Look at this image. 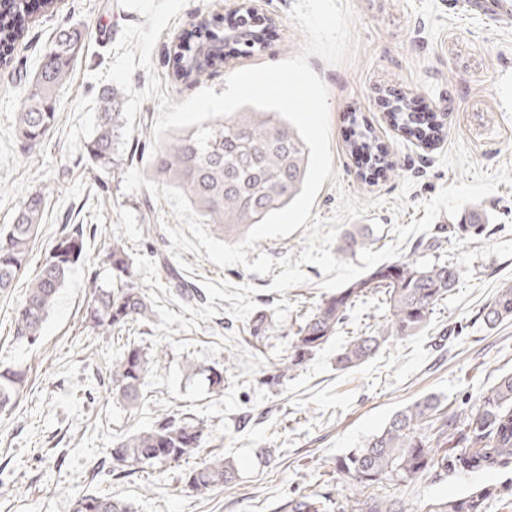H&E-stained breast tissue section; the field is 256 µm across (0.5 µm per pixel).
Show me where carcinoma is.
<instances>
[{
  "label": "carcinoma",
  "mask_w": 512,
  "mask_h": 512,
  "mask_svg": "<svg viewBox=\"0 0 512 512\" xmlns=\"http://www.w3.org/2000/svg\"><path fill=\"white\" fill-rule=\"evenodd\" d=\"M56 0H0V66L10 63L15 46L24 39L25 21L37 10L54 8ZM224 32L204 19L173 50L172 77L197 83L224 62ZM78 32L58 31L45 53L17 112L21 152L34 153L56 120L57 91L73 78L74 61L81 52ZM120 93L107 89L99 100L98 128L94 138L80 147L82 155L101 168L120 163L116 144L124 116ZM392 117L406 135L437 140L442 134L438 116L419 120L412 101L402 97L390 104ZM350 150L369 156L387 171L395 164L389 151L371 129L351 141ZM309 150L297 130L274 111L246 105L238 111L205 122L190 131L162 141L154 152L153 175L163 185L184 192L205 223L224 236L239 237L272 211L288 206L302 191ZM44 197L33 192L18 204L11 224L0 226V293L12 288L29 263L32 242L43 218ZM488 217L471 207L465 223L454 227L461 235L482 231ZM85 232L80 224L63 229L38 274L28 284L24 301L14 317L16 339L34 342L71 268L86 259ZM370 243L362 226L348 232L339 247L346 254ZM103 263L116 273V282L97 288L84 309L85 324L106 332L122 331L150 316L148 298L130 280L132 261L117 239H112ZM460 282V270L450 261L423 263L402 258L372 268L324 298L300 322L283 359L282 376L295 370L324 345L348 317L355 302L377 289L384 294L389 316L371 332L355 337L337 355L336 363L350 369L365 362L391 337L417 335L437 304ZM512 318V283L504 284L482 311L484 324L493 329ZM148 360L128 344L112 362V395L131 410L140 407L147 383ZM22 375L0 370V413L12 411L22 388ZM203 427L179 414H171L152 427L128 436L108 449L112 475L138 467H153L192 457L200 448ZM512 469V373L500 375L462 413L450 416L440 410L437 397L428 395L395 413L388 424L362 448L336 459V471L359 486L369 488L389 482H416L440 470L451 473L499 472ZM232 460L213 457L184 471L185 485L207 493L231 483ZM500 494L486 485L476 491L443 499L426 512H485L487 502ZM73 512H137L134 506L110 496L85 493L73 502ZM288 512H323L321 502L306 496L288 502ZM348 512H405L400 502L388 498L355 501Z\"/></svg>",
  "instance_id": "1"
}]
</instances>
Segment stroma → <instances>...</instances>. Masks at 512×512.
I'll use <instances>...</instances> for the list:
<instances>
[{
  "mask_svg": "<svg viewBox=\"0 0 512 512\" xmlns=\"http://www.w3.org/2000/svg\"><path fill=\"white\" fill-rule=\"evenodd\" d=\"M294 3L265 0L273 25L264 49L228 52L225 63L196 85L173 80V47L201 16H227L235 0H188L161 32L152 71H134V90H143L153 73L161 93L179 104L203 87L223 93L237 70L293 57L305 45L290 17ZM350 3L356 23L347 60L330 65L317 56L308 59L328 91L334 171L311 214L330 220L345 194L377 200V207L344 221L340 232L367 226L372 251L397 242L403 257L456 262L461 279L419 335L389 339L360 366L337 369L342 348L385 319L380 296L368 295L351 308L336 335L284 377L280 363L301 318L326 295L319 287L324 275L313 264L303 267L306 283L283 293L271 288L282 271L279 259L304 249L302 230L256 242L248 261L262 253L277 261L265 276L239 265L222 268L192 252L174 257L165 229L178 222L168 203L144 188L123 191L126 169L150 177L149 151H123L121 169L110 174L79 155L97 130L98 93L105 86L97 74L114 62L123 27L144 23V16L117 0H57L52 10L27 19L25 38L11 63L0 68V225L12 223L19 201L33 191L42 192L45 209L27 272L0 296V367L25 375L17 407L0 414V512H72L75 498L89 492L127 500L138 512H288L289 498L298 495L327 497L330 512L375 496L421 512L430 501L484 484L502 489L486 512H512V471L443 473L378 488L357 487L336 471L337 458L364 447L403 407L434 394L444 411H457L512 371V320L490 329L480 317L500 286L512 282V185L498 184L481 201L491 216L482 234H442V226L454 221L443 213L428 232L402 242L396 235L397 225L423 219L424 202L459 182V169L442 166L441 154L460 145L471 170L512 166V15L492 22L458 0ZM63 26L82 31L83 52L73 79L56 96L54 127L40 151L25 157L16 143L25 82ZM394 93L417 98L420 108L442 116L440 140L425 146L397 128L385 104ZM354 114L387 146L395 172L365 178L362 158L349 148ZM66 217L87 228L90 259L72 268L38 340L17 342L14 311ZM113 235L133 258L135 280L152 306L149 318L120 333L96 331L82 321L95 286L110 277L101 259ZM129 342L150 360L136 411L110 393L112 359ZM210 369L223 373V388L209 383ZM172 413L203 422L199 455L234 458L233 483L196 494L183 482L181 462L121 478L108 475L106 448Z\"/></svg>",
  "mask_w": 512,
  "mask_h": 512,
  "instance_id": "stroma-1",
  "label": "stroma"
}]
</instances>
